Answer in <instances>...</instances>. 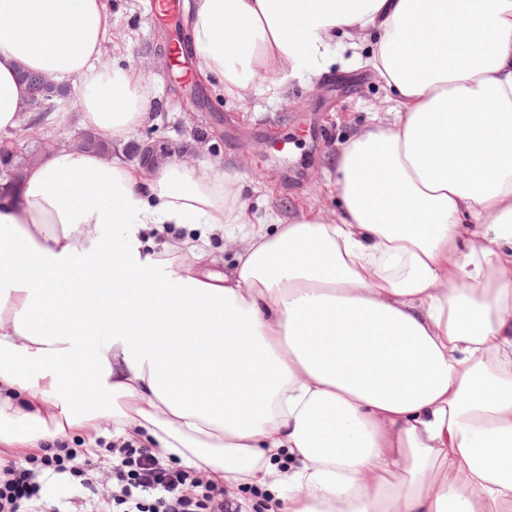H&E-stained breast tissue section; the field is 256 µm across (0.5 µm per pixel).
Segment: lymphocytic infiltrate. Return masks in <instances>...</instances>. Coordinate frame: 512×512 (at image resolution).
Masks as SVG:
<instances>
[{
    "instance_id": "1",
    "label": "lymphocytic infiltrate",
    "mask_w": 512,
    "mask_h": 512,
    "mask_svg": "<svg viewBox=\"0 0 512 512\" xmlns=\"http://www.w3.org/2000/svg\"><path fill=\"white\" fill-rule=\"evenodd\" d=\"M110 473L111 494L93 492L77 451L56 441L0 468V512H20L24 503L29 512H43L49 499L54 512H71L77 503L84 512H233L223 491L194 469L170 465L155 449L128 440L113 442ZM80 487L87 497L77 495Z\"/></svg>"
}]
</instances>
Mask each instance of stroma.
Segmentation results:
<instances>
[{"instance_id":"stroma-1","label":"stroma","mask_w":512,"mask_h":512,"mask_svg":"<svg viewBox=\"0 0 512 512\" xmlns=\"http://www.w3.org/2000/svg\"><path fill=\"white\" fill-rule=\"evenodd\" d=\"M110 8L120 42H105L102 60L138 70L156 104L155 120L128 134L126 144L165 141L172 161H208L237 174L248 224H276L308 207L337 212L333 155L356 129L391 122L396 110L368 64V47L337 50L328 72L290 78L287 94L277 99L257 92L229 104L207 83L193 100L180 73L165 66L161 24L150 0H110ZM80 130L73 106L50 132L18 129L9 138L18 154L37 159L43 142L68 140ZM281 140L286 148L275 150Z\"/></svg>"}]
</instances>
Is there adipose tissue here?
I'll use <instances>...</instances> for the list:
<instances>
[{
	"label": "adipose tissue",
	"mask_w": 512,
	"mask_h": 512,
	"mask_svg": "<svg viewBox=\"0 0 512 512\" xmlns=\"http://www.w3.org/2000/svg\"><path fill=\"white\" fill-rule=\"evenodd\" d=\"M198 77L241 102L374 35L400 106L334 159L338 215L243 222L235 175L62 149L0 201V464L113 434L270 512H512V0H190ZM108 0H0V133L24 74L118 142L151 117L101 61ZM161 224L189 230L164 252ZM240 234L211 268L212 236ZM240 247L241 243L239 241H232L229 238H224V236L212 237L208 249L218 261V264L213 266L212 269L224 271V266L226 268L233 264Z\"/></svg>",
	"instance_id": "obj_1"
}]
</instances>
